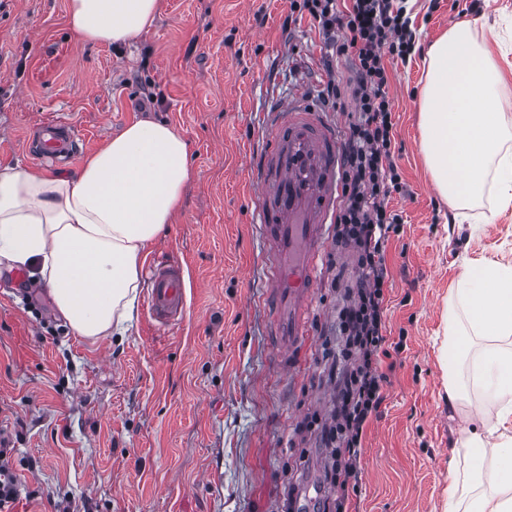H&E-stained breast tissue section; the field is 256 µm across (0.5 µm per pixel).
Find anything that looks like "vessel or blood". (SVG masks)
I'll return each mask as SVG.
<instances>
[{"label":"vessel or blood","instance_id":"1","mask_svg":"<svg viewBox=\"0 0 512 512\" xmlns=\"http://www.w3.org/2000/svg\"><path fill=\"white\" fill-rule=\"evenodd\" d=\"M37 133L41 159L66 163L76 155L80 134L70 122L47 121ZM261 137L265 149L254 169L255 220L271 284L269 313L279 367L291 374L330 244L342 144L306 90L293 91L271 105ZM148 279L145 302L151 318L162 329L176 326L186 306L183 267L167 259L153 260Z\"/></svg>","mask_w":512,"mask_h":512}]
</instances>
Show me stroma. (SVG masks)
<instances>
[{
  "label": "stroma",
  "mask_w": 512,
  "mask_h": 512,
  "mask_svg": "<svg viewBox=\"0 0 512 512\" xmlns=\"http://www.w3.org/2000/svg\"><path fill=\"white\" fill-rule=\"evenodd\" d=\"M67 0H0V163L55 176L29 151L30 132L59 117L91 156L130 123L174 127L193 176L167 232L148 250L185 268L184 322L159 330L144 310L125 336L75 335L45 290L0 271V438L20 494L9 512H283L285 483L318 512L327 448L297 434L328 417L336 387L321 374L325 338L355 271L331 248L320 274L302 373H275L264 246L252 222L249 160L268 102L295 89L346 84L311 17L289 26L290 0H159L153 26L129 44L89 45L69 32ZM416 41L470 23L503 74L512 122V0H412ZM392 195L403 223L386 247L388 385L363 438L351 512H444L448 460L468 425L443 368L448 293L463 265H512V206L492 195L454 210L435 191L421 149V53L391 60ZM152 94L156 106L140 111Z\"/></svg>",
  "instance_id": "1"
}]
</instances>
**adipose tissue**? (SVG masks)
<instances>
[{
    "label": "adipose tissue",
    "instance_id": "ef3b65f1",
    "mask_svg": "<svg viewBox=\"0 0 512 512\" xmlns=\"http://www.w3.org/2000/svg\"><path fill=\"white\" fill-rule=\"evenodd\" d=\"M158 0H68L83 42L136 40ZM502 75L476 33L450 27L427 52L421 147L440 195L466 205L492 194L512 204V126ZM189 145L142 120L111 137L78 170L47 176L0 164V266L30 269L79 336L132 320L143 255L177 213L190 180ZM448 398L479 394L476 419L451 451L447 512H512V267L466 265L448 296Z\"/></svg>",
    "mask_w": 512,
    "mask_h": 512
}]
</instances>
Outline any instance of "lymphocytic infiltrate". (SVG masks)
I'll return each instance as SVG.
<instances>
[{"instance_id":"1","label":"lymphocytic infiltrate","mask_w":512,"mask_h":512,"mask_svg":"<svg viewBox=\"0 0 512 512\" xmlns=\"http://www.w3.org/2000/svg\"><path fill=\"white\" fill-rule=\"evenodd\" d=\"M294 14H309L337 53L352 61L347 89L328 83L325 106L334 108L350 91L356 112L342 137V203L336 212V245L351 249L356 277L337 311L338 348H325L321 364L336 377V401L329 421L313 416L299 432L319 430L329 449L327 478L333 489L323 512H347L349 492L358 488L364 430L385 400L389 357L384 302L390 288L386 244L400 230L401 217L387 207L404 190L394 160L395 137L387 59L415 50L404 0H290Z\"/></svg>"}]
</instances>
